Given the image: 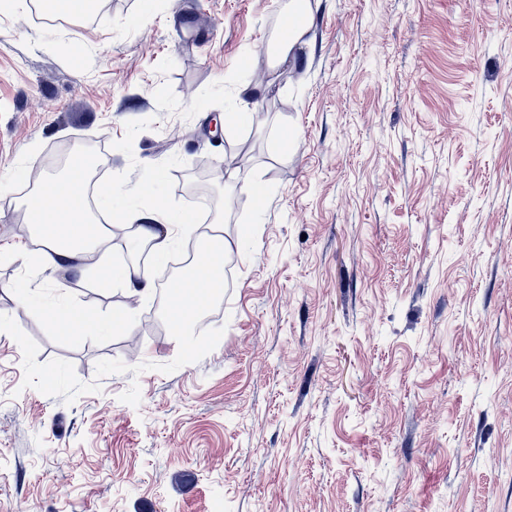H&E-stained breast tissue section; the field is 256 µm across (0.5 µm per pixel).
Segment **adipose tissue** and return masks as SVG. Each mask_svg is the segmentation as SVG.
Here are the masks:
<instances>
[{
    "instance_id": "adipose-tissue-1",
    "label": "adipose tissue",
    "mask_w": 512,
    "mask_h": 512,
    "mask_svg": "<svg viewBox=\"0 0 512 512\" xmlns=\"http://www.w3.org/2000/svg\"><path fill=\"white\" fill-rule=\"evenodd\" d=\"M308 29V0H289L273 51L274 61H284L303 45ZM85 176L84 169L71 168L65 177L43 179L26 197L23 206L31 218L33 232L42 245L37 255L38 260L43 265L62 270L76 255L98 254L99 260L92 272L98 287L122 288L139 299L150 298L155 292V286L145 270L134 262L113 265L107 254L101 253L100 244L110 235V228L91 219L76 224L69 210L49 208V196L72 197L76 182L84 180ZM127 217L137 225L128 239L129 252L134 254L146 248L155 259H164L177 241L175 230L180 227V220L159 209L146 215L134 210L128 212ZM199 238L206 251L204 262L199 268L200 277L210 276L222 280L224 264L232 252L231 244L224 237L223 211H216L214 221L206 231L200 232Z\"/></svg>"
}]
</instances>
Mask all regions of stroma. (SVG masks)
Returning <instances> with one entry per match:
<instances>
[{
  "instance_id": "1",
  "label": "stroma",
  "mask_w": 512,
  "mask_h": 512,
  "mask_svg": "<svg viewBox=\"0 0 512 512\" xmlns=\"http://www.w3.org/2000/svg\"><path fill=\"white\" fill-rule=\"evenodd\" d=\"M310 5L276 66L288 0L0 11V250L34 252L32 171L88 138L114 256L137 207L223 206L235 244L192 350L90 264L0 265L73 309L0 296V512H512V0ZM250 86L245 85L239 92L238 101L235 103V108L232 112L225 113L224 125L225 128H232L234 125L244 121H249L253 118L255 112H258V102L253 100L255 93L249 90ZM244 96V97H242ZM4 290L10 291L18 302L28 306L37 314H49L60 319H67L70 317L71 312L69 310L68 303L65 301L47 302L42 298L30 296L26 292L15 288L2 289V292H4Z\"/></svg>"
}]
</instances>
